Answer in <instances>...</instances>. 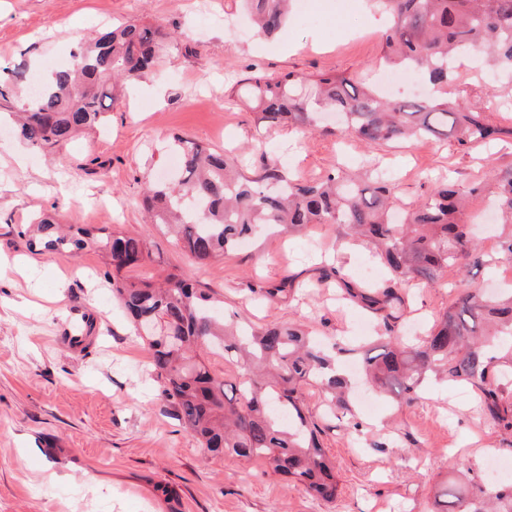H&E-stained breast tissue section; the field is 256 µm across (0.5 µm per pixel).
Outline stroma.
<instances>
[{
	"mask_svg": "<svg viewBox=\"0 0 512 512\" xmlns=\"http://www.w3.org/2000/svg\"><path fill=\"white\" fill-rule=\"evenodd\" d=\"M313 24L290 20L265 39L246 28L237 0H0V87L13 88L66 63L77 42L119 23H159L176 41L152 70L106 113L100 127L77 135L63 159L21 142L0 119V512H428L449 469L483 474L487 459L512 464V440L486 423L472 390L431 385L410 405L361 389L348 409L327 412L317 388L307 404L335 461L342 492L335 502L311 497L258 463L216 456L184 429L160 393L147 346L112 297L103 253L28 251L20 232L33 216L120 229L144 236L150 256L128 271L152 281L172 268L190 274L225 315L256 327L308 325L324 343L383 335L360 305L337 301L331 270L347 278L372 262L366 244L331 224L292 235L258 230L244 246L199 266L151 224L141 206L147 183L180 162L175 136L242 155V172L263 158L284 176L321 179L378 161L401 204L420 202L439 179L460 187L493 186L512 168V140L461 147L454 140L367 146L352 135L259 124L246 98L231 89L257 72L336 71L378 79L382 22L367 0H312ZM475 56L457 61L459 89L485 88L496 122L512 126V81L487 80ZM486 262L471 268L469 287L512 285V264L496 235L482 233ZM294 278L300 291L274 301L255 288ZM455 271L443 284L409 283L404 334L424 335L455 298ZM93 319L87 348L70 339ZM359 436H352L353 427Z\"/></svg>",
	"mask_w": 512,
	"mask_h": 512,
	"instance_id": "obj_1",
	"label": "stroma"
}]
</instances>
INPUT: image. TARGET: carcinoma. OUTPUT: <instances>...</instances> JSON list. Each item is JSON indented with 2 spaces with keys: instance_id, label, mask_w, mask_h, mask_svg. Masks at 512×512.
I'll list each match as a JSON object with an SVG mask.
<instances>
[{
  "instance_id": "cac0c4a2",
  "label": "carcinoma",
  "mask_w": 512,
  "mask_h": 512,
  "mask_svg": "<svg viewBox=\"0 0 512 512\" xmlns=\"http://www.w3.org/2000/svg\"><path fill=\"white\" fill-rule=\"evenodd\" d=\"M290 0H239L264 37L286 23ZM388 19L381 35L383 59L408 68L433 88L425 100L383 95L355 76L319 72L255 74L247 89L258 121L299 130L318 127L317 114L334 111L338 130L368 145L396 140L453 138L461 146L512 139V126L493 124L487 108L468 91L448 99L453 57L472 51L512 73V0H372ZM174 40L160 25L122 24L83 44L69 63L17 106L20 137L59 154L73 135L93 129L117 105L129 82L150 71L158 51ZM181 150L178 182L147 188L143 206L151 223L177 234L182 251L198 264L224 255L259 225L301 231L310 224H336L359 238L387 267L378 286L345 280L343 299L381 318L384 341L364 352L367 384L400 404L421 398L429 376L471 387L484 419L512 435V288L488 297L464 289L427 336L409 343L400 334L402 287L411 281L437 284L454 267L467 278L478 264V236L465 211L467 199L488 194L490 207L509 225L500 235L512 260V169L500 173L495 190L475 183L465 189L437 184L427 199L396 214L395 185L376 172L366 178L327 176L296 182L268 160L248 178L224 153L176 136ZM31 243L46 251L81 250L91 243L105 254L112 296L143 334L162 396L176 417L210 452L261 461L275 474L331 502L340 493L336 468L322 447L319 424L309 412L304 388L316 383L335 406L348 408L349 381L333 370L335 359L299 326L254 329L219 320L212 297L185 272L163 282H128L123 272L149 256L139 237L93 227L72 233L51 217L34 224ZM293 290L286 277L274 288L252 289L272 301ZM237 353L245 372L231 384L194 360L202 345ZM428 512H512V487H485L448 476Z\"/></svg>"
}]
</instances>
